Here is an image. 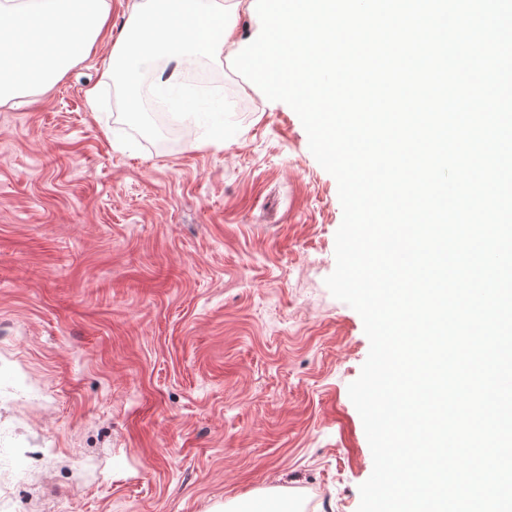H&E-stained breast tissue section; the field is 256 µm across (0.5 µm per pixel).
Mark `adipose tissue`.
<instances>
[{"label": "adipose tissue", "instance_id": "obj_1", "mask_svg": "<svg viewBox=\"0 0 512 512\" xmlns=\"http://www.w3.org/2000/svg\"><path fill=\"white\" fill-rule=\"evenodd\" d=\"M112 0H0V104L52 87L112 36Z\"/></svg>", "mask_w": 512, "mask_h": 512}]
</instances>
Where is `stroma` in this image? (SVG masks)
I'll use <instances>...</instances> for the list:
<instances>
[{"mask_svg": "<svg viewBox=\"0 0 512 512\" xmlns=\"http://www.w3.org/2000/svg\"><path fill=\"white\" fill-rule=\"evenodd\" d=\"M238 133L122 146L110 44L0 106V512H357L373 458L348 395L360 315L325 284L336 179L232 67Z\"/></svg>", "mask_w": 512, "mask_h": 512, "instance_id": "1", "label": "stroma"}]
</instances>
